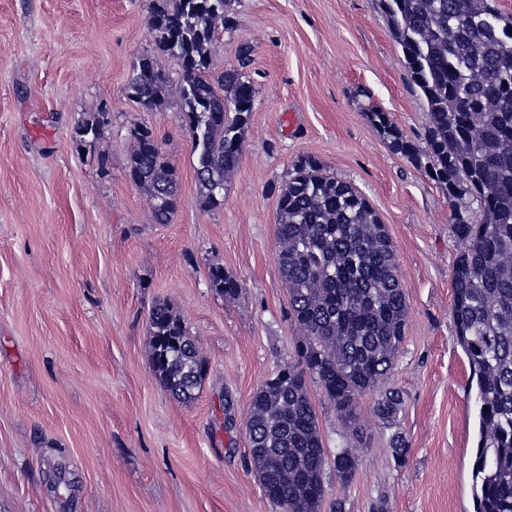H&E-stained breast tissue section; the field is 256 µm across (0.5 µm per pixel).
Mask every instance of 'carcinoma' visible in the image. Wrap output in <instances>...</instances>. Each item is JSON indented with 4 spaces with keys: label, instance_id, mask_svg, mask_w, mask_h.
<instances>
[{
    "label": "carcinoma",
    "instance_id": "carcinoma-1",
    "mask_svg": "<svg viewBox=\"0 0 512 512\" xmlns=\"http://www.w3.org/2000/svg\"><path fill=\"white\" fill-rule=\"evenodd\" d=\"M390 29L429 116L424 145L406 139L390 113L370 112L391 148L426 156L431 178L448 196L450 221L464 249L454 269L452 318L470 367L477 406L472 464L475 512H512V15L496 0H382ZM227 0H152L151 33L176 61L179 98L205 207L224 202V176L239 163L255 90L237 65L214 75L217 26L230 30ZM168 79L151 56L140 58L126 91L150 109L166 103ZM102 114L74 128L73 140H96ZM128 176L149 190L151 220L169 224L178 207L176 168L153 131L133 129ZM471 197L477 209L465 202ZM278 265L288 285L290 315L300 329L298 361L282 367L254 393L246 420L249 453L266 497L280 512H321L327 449L307 379L321 387L362 442L356 396L392 370L407 304L387 226L349 182L302 159L277 197ZM210 285L234 297L238 280L221 267ZM153 368L172 396L190 400L206 365L183 321L165 303L148 318ZM403 398L378 395L374 414L398 426ZM357 457L336 450V477L347 484Z\"/></svg>",
    "mask_w": 512,
    "mask_h": 512
}]
</instances>
